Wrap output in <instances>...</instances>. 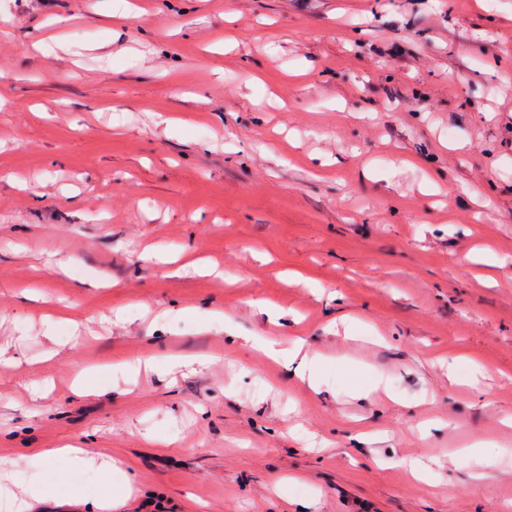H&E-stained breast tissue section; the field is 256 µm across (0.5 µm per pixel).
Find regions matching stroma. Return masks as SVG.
Returning a JSON list of instances; mask_svg holds the SVG:
<instances>
[{
  "label": "stroma",
  "mask_w": 512,
  "mask_h": 512,
  "mask_svg": "<svg viewBox=\"0 0 512 512\" xmlns=\"http://www.w3.org/2000/svg\"><path fill=\"white\" fill-rule=\"evenodd\" d=\"M504 67L512 0H0V483L96 512L73 443L110 512H512ZM304 342L302 340H298L294 343L293 349L288 351V358H291L294 361L296 358L300 357V362L298 364V369L302 375V377H307L309 383L312 387H315L319 384V373L321 368V360L319 355L310 354L308 351H304Z\"/></svg>",
  "instance_id": "stroma-1"
}]
</instances>
